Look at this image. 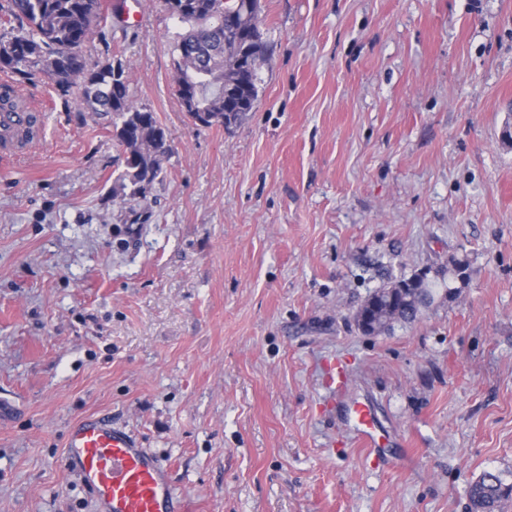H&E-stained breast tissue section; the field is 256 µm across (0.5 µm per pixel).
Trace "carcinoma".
<instances>
[{
    "mask_svg": "<svg viewBox=\"0 0 512 512\" xmlns=\"http://www.w3.org/2000/svg\"><path fill=\"white\" fill-rule=\"evenodd\" d=\"M169 13L186 25L174 42L175 94L188 113L207 112L204 127L238 125L252 111L258 98V72L224 85V69H233L245 46L265 60L267 42L246 44L249 31L264 23L261 11L247 8L251 0H164ZM0 5L10 30L0 34V70L15 76L17 84L51 81L56 94L76 97L94 112L112 115L115 140L124 169L119 189H130V199H145L147 187L161 174V161L169 151L165 130L154 113L137 107L129 95V79L121 60H93L88 43L93 29L106 22L100 0H7ZM19 107L16 89L0 92V112ZM467 263L454 259L448 280L400 281L396 288L372 293L356 312L366 335L392 328L396 322L411 324L422 314V294L442 288L453 294L456 270ZM469 497L473 512H502L512 498V484L500 474L486 471L472 482Z\"/></svg>",
    "mask_w": 512,
    "mask_h": 512,
    "instance_id": "cac0c4a2",
    "label": "carcinoma"
}]
</instances>
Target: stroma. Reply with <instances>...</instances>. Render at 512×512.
<instances>
[{
  "label": "stroma",
  "mask_w": 512,
  "mask_h": 512,
  "mask_svg": "<svg viewBox=\"0 0 512 512\" xmlns=\"http://www.w3.org/2000/svg\"><path fill=\"white\" fill-rule=\"evenodd\" d=\"M262 5L229 129L175 95L164 0L93 33L171 146L143 200L116 191L110 118L19 86L42 128L0 165V512H95L65 439L99 413L195 512H472L482 472L512 483V0ZM454 257L455 298L358 330L370 294ZM348 378L343 366L336 367V376L331 378L334 385L336 405L343 408L351 430L364 448H382L381 436L377 435V426L370 405L360 401H346Z\"/></svg>",
  "instance_id": "stroma-1"
}]
</instances>
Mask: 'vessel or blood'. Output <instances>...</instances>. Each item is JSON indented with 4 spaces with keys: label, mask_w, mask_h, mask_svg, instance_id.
<instances>
[{
    "label": "vessel or blood",
    "mask_w": 512,
    "mask_h": 512,
    "mask_svg": "<svg viewBox=\"0 0 512 512\" xmlns=\"http://www.w3.org/2000/svg\"><path fill=\"white\" fill-rule=\"evenodd\" d=\"M31 121V112L24 108L0 113V158L9 159L16 152L19 136L30 131ZM331 383L359 444L380 447L370 405L345 398L344 367H337ZM65 448L68 466L79 473L99 512H191L167 468L132 433L114 426L106 416L92 414L72 423Z\"/></svg>",
    "instance_id": "b4317fda"
}]
</instances>
